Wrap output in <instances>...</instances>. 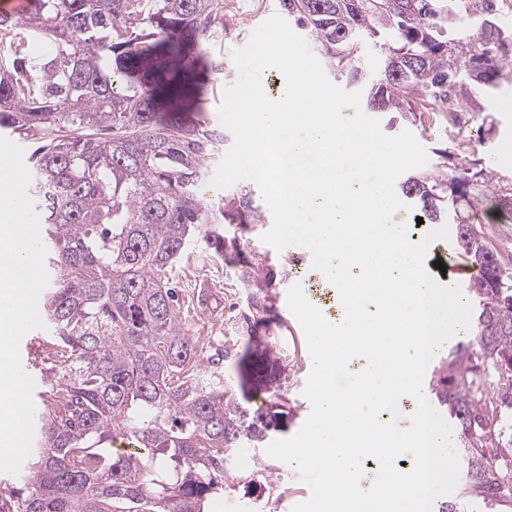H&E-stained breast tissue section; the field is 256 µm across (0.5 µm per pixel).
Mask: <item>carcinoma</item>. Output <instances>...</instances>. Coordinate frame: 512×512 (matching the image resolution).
Here are the masks:
<instances>
[{"label": "carcinoma", "instance_id": "1", "mask_svg": "<svg viewBox=\"0 0 512 512\" xmlns=\"http://www.w3.org/2000/svg\"><path fill=\"white\" fill-rule=\"evenodd\" d=\"M0 12V131L35 144L29 194L43 224L49 285L41 301L53 363L41 371L34 447L18 485L0 486V512H208L230 456L278 431L286 360L249 335L235 362L240 398L198 364L169 276L199 241L216 252L221 220L255 223L250 201H215L202 178L224 129L200 114L208 74L224 61V0H29ZM331 72L367 78L362 53L382 61L363 99L371 112H435L473 87L512 75L503 30L448 0H279ZM402 196L425 224L452 221L477 270L467 342L449 354L436 400L456 419L465 483L439 512L467 501L512 502V271L466 235L469 211L512 214V188L484 166L447 180L410 176ZM509 382L508 390L490 389ZM265 406L253 409V399ZM121 435L132 449L117 451Z\"/></svg>", "mask_w": 512, "mask_h": 512}]
</instances>
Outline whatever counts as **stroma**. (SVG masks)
<instances>
[{
  "label": "stroma",
  "mask_w": 512,
  "mask_h": 512,
  "mask_svg": "<svg viewBox=\"0 0 512 512\" xmlns=\"http://www.w3.org/2000/svg\"><path fill=\"white\" fill-rule=\"evenodd\" d=\"M278 0H239L237 9L224 14V34L212 43L208 52L223 59L224 74L211 81L204 101L205 114L218 120V107L227 85L237 78L230 57L232 49L245 47L256 28L280 14ZM481 105L473 113L465 130H458L451 113L429 112L425 117H396L378 113L382 131L395 136L410 131L428 154L422 173L441 179L452 174L456 166L490 156L497 159V172L504 183H512V81H505L491 93H477ZM250 198L262 220L247 226L224 223L218 231L224 237L223 253H215L204 243L192 245L175 267L172 276L179 290L180 313L199 340V360L210 365L219 360V370L226 385H234L233 352L242 350L256 318L248 305L246 290L235 266L226 257L243 253L259 274L274 273L275 280L266 288L264 305L267 328L262 331L287 357L288 370L282 389V400L291 420L281 439L295 436L309 417L312 406L304 394L313 369L305 333L291 312L285 293L294 281H305L313 290L315 307L328 322H336L339 306L336 294L322 272L309 265L291 262L287 252L263 242V235L273 225V215L258 186L249 180L213 190V198ZM310 488L300 480L294 465L269 456L265 448L243 446L224 477V493L213 512H292L306 501Z\"/></svg>",
  "instance_id": "1"
}]
</instances>
